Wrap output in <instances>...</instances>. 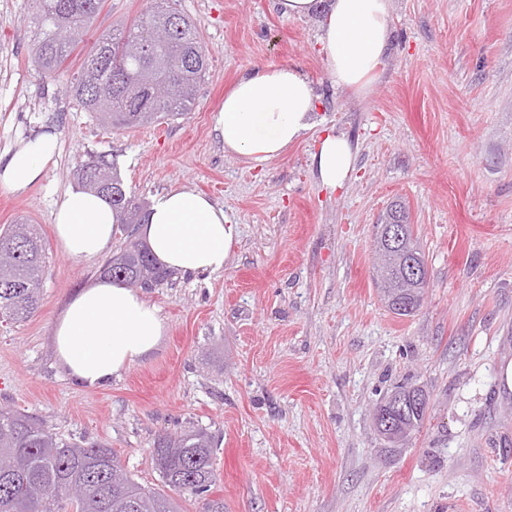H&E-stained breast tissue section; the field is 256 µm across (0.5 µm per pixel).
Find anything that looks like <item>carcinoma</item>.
Masks as SVG:
<instances>
[{
  "label": "carcinoma",
  "instance_id": "carcinoma-1",
  "mask_svg": "<svg viewBox=\"0 0 512 512\" xmlns=\"http://www.w3.org/2000/svg\"><path fill=\"white\" fill-rule=\"evenodd\" d=\"M38 37L35 62L44 77L55 80L63 63L83 42L100 7V0H35ZM209 56L198 30L179 10L150 0L147 19H139L116 34L103 32L84 58L82 70L66 92L91 113L96 122L112 128H133L159 123L191 111L197 89L209 73ZM174 91L163 98L153 95L157 83ZM79 187L105 196L124 225L127 244L109 258L102 273L126 287L156 288L169 278L148 248L133 239L130 225L142 221L143 202L128 191L117 162L104 154H89L75 169ZM407 218L406 206L391 205L382 225ZM13 253V261L0 264V317L22 322L39 308L45 268V247L28 224L0 230V252ZM426 263L413 228L406 242L376 254L373 280L380 297L391 304L415 303L425 286L412 287L402 279L409 263ZM384 400L373 419L387 414L403 444L421 427L430 400L407 405L393 414ZM218 438L203 428L163 432L150 451L160 487H145L124 469L117 454L100 442H65L43 422L0 406V512H181L168 491L204 495L216 484ZM85 487L80 499L68 495V486Z\"/></svg>",
  "mask_w": 512,
  "mask_h": 512
}]
</instances>
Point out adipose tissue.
I'll list each match as a JSON object with an SVG mask.
<instances>
[{
  "label": "adipose tissue",
  "mask_w": 512,
  "mask_h": 512,
  "mask_svg": "<svg viewBox=\"0 0 512 512\" xmlns=\"http://www.w3.org/2000/svg\"><path fill=\"white\" fill-rule=\"evenodd\" d=\"M393 0H277L288 17H317L323 68L341 91L368 90L390 50ZM318 96L294 65H257L225 95L214 130L225 153L264 163L303 140L316 125ZM57 150L47 130L0 154V187L22 192L36 183ZM356 150L336 128L324 130L311 155L321 187L336 192L355 168ZM55 241L69 259L96 257L112 245L116 215L105 197L70 190L54 205ZM139 235L158 263L180 273L223 271L239 239L223 206L191 185L153 197ZM167 325L139 290L99 278L80 288L53 327L55 356L76 384L105 387L159 346Z\"/></svg>",
  "instance_id": "adipose-tissue-1"
}]
</instances>
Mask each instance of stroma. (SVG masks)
<instances>
[{
	"mask_svg": "<svg viewBox=\"0 0 512 512\" xmlns=\"http://www.w3.org/2000/svg\"><path fill=\"white\" fill-rule=\"evenodd\" d=\"M211 59L191 112L136 129L100 126L43 78L32 0H0V154L45 129L59 151L40 182L0 189V228L25 221L46 245L40 307L0 321V405L72 442L108 444L157 487L156 436L188 426L221 440L224 512H512V0H394L382 74L365 94L326 76L316 18L274 0H171ZM146 0H102L64 65L76 77L89 41L131 24ZM297 64L324 126L357 149L351 179L328 194L311 166L315 134L277 159L225 154L213 118L258 64ZM113 155L144 202L189 184L223 205L240 236L216 274L172 273L148 290L167 323L154 353L106 387L73 384L52 327L103 257L56 247L54 202L86 153ZM409 210L429 288L399 317L373 279L374 226ZM430 397L403 447L377 433L374 407L397 385Z\"/></svg>",
	"mask_w": 512,
	"mask_h": 512,
	"instance_id": "obj_1",
	"label": "stroma"
}]
</instances>
